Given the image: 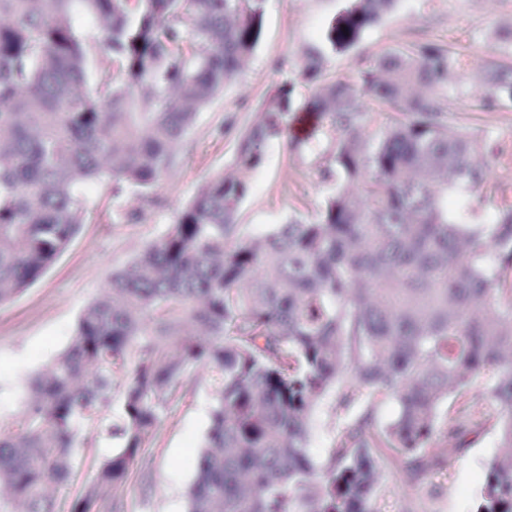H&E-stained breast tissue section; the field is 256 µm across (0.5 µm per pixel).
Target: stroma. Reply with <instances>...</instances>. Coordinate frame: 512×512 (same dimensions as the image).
<instances>
[{"mask_svg":"<svg viewBox=\"0 0 512 512\" xmlns=\"http://www.w3.org/2000/svg\"><path fill=\"white\" fill-rule=\"evenodd\" d=\"M345 0H266L264 34L242 71L197 114L180 149L173 177L155 189V203L141 209L134 224L94 221L82 225L69 249L23 294L0 305V432L11 431L23 407L28 382L72 342L79 314L100 298L113 271L145 244L160 238L214 173L231 172L238 139L261 112L269 96L288 85L293 114H300L313 91L300 76L303 49L314 43L323 24ZM512 25V0H397L394 8L365 34L358 47L327 54V79L358 84V58L410 43L435 40L460 49L458 66L448 77V111L453 121L496 147L487 182L479 193L485 209L512 202V106L497 112L477 111L479 68L493 61L512 64V56L492 55V32ZM234 118L222 131L225 118ZM291 133L270 141L263 165L251 175L252 192L240 208L247 235L260 237L297 212L313 217L335 183L319 176L320 150L291 149ZM212 392L209 372L200 368L188 379L181 397L167 409L163 422L134 467L124 493L125 512H184L186 492L195 476V455L209 424ZM344 422L331 400L314 411L310 448L322 459ZM470 445L436 481L411 478L395 462L384 466L386 512H475L480 476L499 451L496 432L482 428Z\"/></svg>","mask_w":512,"mask_h":512,"instance_id":"35a3bbf8","label":"stroma"}]
</instances>
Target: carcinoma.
I'll return each mask as SVG.
<instances>
[{
    "label": "carcinoma",
    "instance_id": "1",
    "mask_svg": "<svg viewBox=\"0 0 512 512\" xmlns=\"http://www.w3.org/2000/svg\"><path fill=\"white\" fill-rule=\"evenodd\" d=\"M396 0H348L302 55L313 120L295 151L322 144L337 183L313 219L262 238L238 215L250 173L290 116L283 86L175 223L79 314L71 345L27 389L0 434V512H60L79 430L117 442L69 512H123L143 448L188 373L215 398L185 512H383L381 461L420 478L448 471L451 443L485 423L491 458L475 512H512V203L489 212L448 198L486 182L494 148L448 121L458 52L425 41L370 60L360 85L331 81L324 56L356 47ZM95 18L100 34L77 28ZM265 0H0V304L22 294L100 217L133 223L173 176L198 111L263 36ZM377 105L378 117L360 98ZM512 101V66L483 71L481 109ZM375 124L374 135L362 130ZM456 394V415L438 412ZM121 411L112 416L114 397ZM348 412L332 448L309 452L313 409ZM397 405L378 423V408Z\"/></svg>",
    "mask_w": 512,
    "mask_h": 512
}]
</instances>
